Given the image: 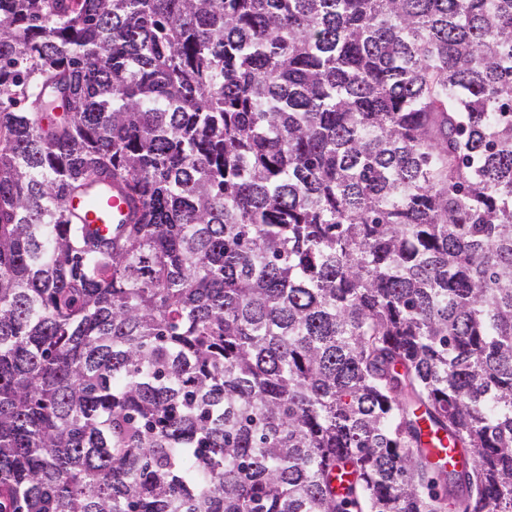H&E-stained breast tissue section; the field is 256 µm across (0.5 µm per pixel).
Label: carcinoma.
I'll use <instances>...</instances> for the list:
<instances>
[{
    "label": "carcinoma",
    "instance_id": "carcinoma-1",
    "mask_svg": "<svg viewBox=\"0 0 512 512\" xmlns=\"http://www.w3.org/2000/svg\"><path fill=\"white\" fill-rule=\"evenodd\" d=\"M450 502L512 512V0H0V512ZM90 191L97 196L99 201L106 203V206L100 208V215L97 217L95 214L88 215L89 223L96 227H101L103 224H125L131 211L132 204L117 187L108 182H98L90 187ZM124 222V223H123Z\"/></svg>",
    "mask_w": 512,
    "mask_h": 512
}]
</instances>
